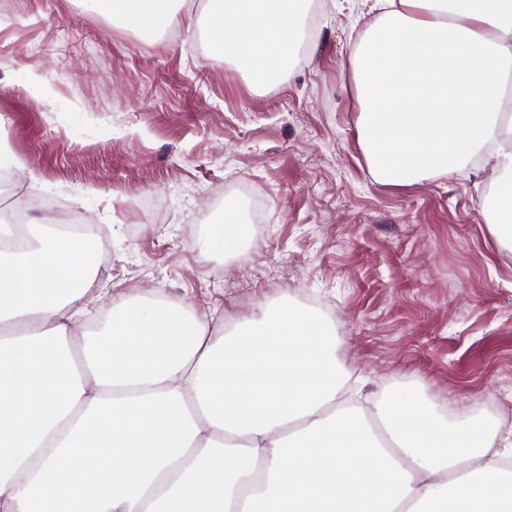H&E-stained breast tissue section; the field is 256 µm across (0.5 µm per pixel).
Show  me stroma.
Listing matches in <instances>:
<instances>
[{
  "label": "stroma",
  "mask_w": 512,
  "mask_h": 512,
  "mask_svg": "<svg viewBox=\"0 0 512 512\" xmlns=\"http://www.w3.org/2000/svg\"><path fill=\"white\" fill-rule=\"evenodd\" d=\"M170 33L136 32L79 0L0 8V117L27 162L0 211L62 200L106 232L97 288L151 295L233 325L268 305L311 309L375 396L413 389L452 422L512 418V251L481 212L472 164L392 186L360 145L349 59L377 14L319 0L304 48L265 92L211 53L187 0ZM36 74L52 91L24 90ZM263 217L245 250H211L225 206Z\"/></svg>",
  "instance_id": "obj_1"
}]
</instances>
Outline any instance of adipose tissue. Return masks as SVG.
<instances>
[{
	"label": "adipose tissue",
	"mask_w": 512,
	"mask_h": 512,
	"mask_svg": "<svg viewBox=\"0 0 512 512\" xmlns=\"http://www.w3.org/2000/svg\"><path fill=\"white\" fill-rule=\"evenodd\" d=\"M164 32L185 0H85ZM309 0H206L211 51L258 91L287 75ZM351 58L372 175L404 186L472 160L512 248V0H376ZM0 225V512H512V440L411 391L350 406L334 329L270 308L225 330L142 297L79 322L101 265L83 235Z\"/></svg>",
	"instance_id": "obj_1"
}]
</instances>
